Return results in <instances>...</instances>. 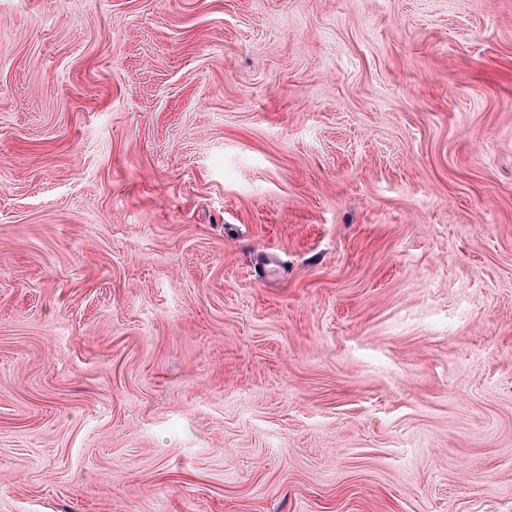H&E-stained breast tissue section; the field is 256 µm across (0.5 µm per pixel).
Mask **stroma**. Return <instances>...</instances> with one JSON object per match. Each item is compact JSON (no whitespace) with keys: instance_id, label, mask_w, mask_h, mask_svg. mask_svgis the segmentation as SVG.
I'll return each instance as SVG.
<instances>
[{"instance_id":"1","label":"stroma","mask_w":512,"mask_h":512,"mask_svg":"<svg viewBox=\"0 0 512 512\" xmlns=\"http://www.w3.org/2000/svg\"><path fill=\"white\" fill-rule=\"evenodd\" d=\"M0 512H512V0H0Z\"/></svg>"}]
</instances>
